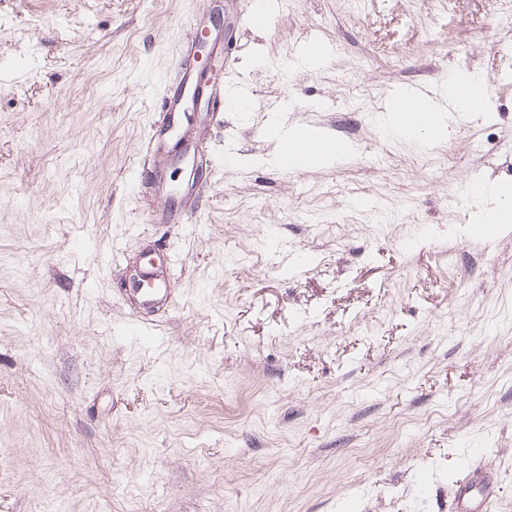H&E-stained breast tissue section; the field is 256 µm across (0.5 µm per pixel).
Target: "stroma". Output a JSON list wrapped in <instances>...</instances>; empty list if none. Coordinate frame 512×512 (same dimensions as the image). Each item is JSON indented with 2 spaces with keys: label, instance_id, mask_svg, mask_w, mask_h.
Returning <instances> with one entry per match:
<instances>
[{
  "label": "stroma",
  "instance_id": "stroma-1",
  "mask_svg": "<svg viewBox=\"0 0 512 512\" xmlns=\"http://www.w3.org/2000/svg\"><path fill=\"white\" fill-rule=\"evenodd\" d=\"M0 0V512H448L458 468L512 512V0ZM231 25L193 123L213 169L188 224L150 213L189 164L140 175L190 24ZM311 37L332 52L290 56ZM485 79L434 145L381 122L398 88ZM352 143L329 168L272 128ZM368 199L366 210L358 202ZM163 244L155 332L125 300ZM211 87V88H210ZM208 96V102L210 101V98L214 102V106L211 110L205 112V114H201V120L209 118V123L216 119L217 112H215V109L222 101V107L224 109L240 105L243 102L244 97L246 96L245 92H240L236 97L235 96H227L224 101V84L220 86L218 89L216 87H212V82L208 87L205 88L204 96ZM209 113V114H208ZM511 195V188L495 185L490 196L481 200V210L477 212L475 224H488L493 221H512V209L506 202Z\"/></svg>",
  "mask_w": 512,
  "mask_h": 512
}]
</instances>
